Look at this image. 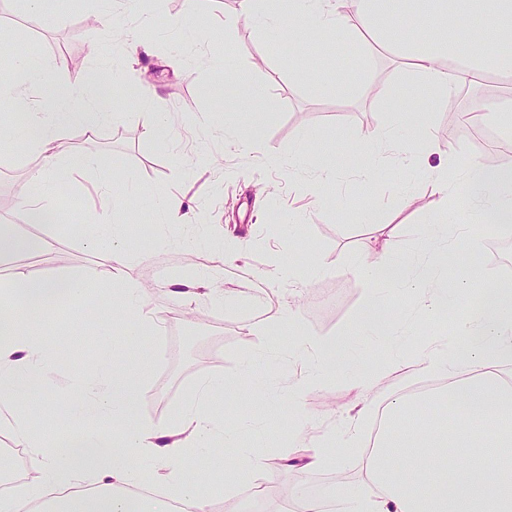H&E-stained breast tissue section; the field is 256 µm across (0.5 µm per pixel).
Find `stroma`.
Returning <instances> with one entry per match:
<instances>
[{"label": "stroma", "instance_id": "35a3bbf8", "mask_svg": "<svg viewBox=\"0 0 512 512\" xmlns=\"http://www.w3.org/2000/svg\"><path fill=\"white\" fill-rule=\"evenodd\" d=\"M95 6L96 0H62L58 9L33 17L26 0H0V69L16 57L34 55L63 80L72 74L68 59L75 57L81 71L106 73L121 88L132 79L148 81L157 92L155 111L167 114L174 131L166 139L151 135L143 110L115 100L112 122L66 136L60 149L70 166L54 201L67 203L68 210L52 226L21 223L10 205L32 192L29 174L40 160L15 132L7 134L8 148L0 152V222L21 236L51 241L48 254L24 263L33 276L71 271L85 288L81 301L61 306L58 320L42 325L48 336L65 334L76 342L39 392L30 426L50 435L62 421L77 430L62 395L105 344L84 319L104 307L108 255L87 248L74 228L100 211L101 186L108 180L113 196L129 210L130 248L147 254L129 271L145 296L142 314L163 320L161 335L131 341L117 331L110 340L136 361L158 348L165 353L138 388L140 419L169 418L200 377L224 374L234 386L213 400L217 426L242 410L250 418L243 437L259 438L263 453L325 440L329 452L344 455L345 462L319 470L283 468L251 483L240 479L231 458L212 455L204 479L217 487L236 485L233 496L213 501L212 512H250L257 489L267 496L265 512H281L289 495L314 489L343 507L346 495L363 484L359 461L391 400L417 396L427 413L443 420L455 415L435 396L443 376L419 370L422 345L428 337L450 335L448 323L420 314L411 296L397 291L385 297L391 328L376 337L362 330L372 284L357 268L369 262L376 245L369 215L399 225L402 255L429 253L433 245L421 221L438 198L436 169L450 160L461 168L481 161L512 167V136L498 124L472 126L467 120L472 101L505 95L512 74L491 75L451 94L427 123L403 122L398 110L422 101L424 93L386 48L377 49L365 67L362 45L346 35L313 36L306 43L308 61L298 67L287 43L269 28L239 18L238 0H198L191 23L184 0H153L150 22L129 8L125 40L105 35L94 50L85 31ZM218 57L266 86L263 111H250L243 92L225 91L214 63ZM236 121L258 123L272 164L225 145L224 126ZM386 126L394 128L408 159L364 177L368 138ZM429 134L442 151L422 152ZM301 142L311 157L335 158L333 184L318 183L301 161L287 162L290 148ZM87 157L96 159V167H84ZM165 194L183 197L190 223L159 222L151 198ZM188 236L194 241L189 249L182 244ZM477 236L475 251L486 260L470 271L473 291L505 286L512 277V237L489 226ZM229 241L237 254L232 263L224 260ZM280 262L314 263L320 271L297 285L278 276ZM197 276L223 291V299L183 293L184 282ZM288 307L298 310L302 331L347 340L329 377L307 390L301 412L289 389L310 361L302 331L265 335L257 329L270 313ZM250 355L259 361L248 368L244 360ZM389 360L393 369L374 380L377 364ZM257 384L265 385L267 398L252 397ZM349 426L356 439L345 445L336 434Z\"/></svg>", "mask_w": 512, "mask_h": 512}]
</instances>
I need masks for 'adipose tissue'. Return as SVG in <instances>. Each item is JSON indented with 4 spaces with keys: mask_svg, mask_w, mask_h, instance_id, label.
Segmentation results:
<instances>
[{
    "mask_svg": "<svg viewBox=\"0 0 512 512\" xmlns=\"http://www.w3.org/2000/svg\"><path fill=\"white\" fill-rule=\"evenodd\" d=\"M240 16L256 23L272 20L293 49L310 34L373 32L427 88L429 113L478 76L512 70V0H355L350 14L335 9L332 0H290L284 15L272 11L268 0H241ZM34 84L42 89L36 112L27 99V88ZM109 86L105 77L82 73L55 80L48 63L32 58L0 73V101L25 115L31 129L28 147L42 156L31 174L34 190L21 201L31 220L54 212L49 198L67 168L57 151L61 139L73 131L95 132L111 121ZM452 175L448 167L436 171L437 211L423 222L426 237L451 231L454 243L412 264L395 254L398 225L380 224L381 249L362 273L374 287H401L422 312L450 320L453 338L426 344L420 365L444 375V397L457 404L458 413L445 423L420 414L418 401H394L363 457L368 484L352 495L350 512H512V290L485 289L474 309L459 311L470 288L468 276L455 264L473 247L478 226L492 221L499 231L512 232V168L467 166L466 210L448 207ZM126 228L123 209L111 203L96 223L77 225L76 232L86 246L105 250L113 261L117 308L134 336L142 328L138 318L145 299L127 274L132 257ZM83 294L81 279L72 274L36 280L19 266L11 275L8 301L0 305V428L26 449L33 476L23 492L0 500V512H34L32 503L40 498L47 499L50 512H170L175 502L188 512H209L205 485L183 482L174 464L188 457L207 464L219 438L232 449L234 465L250 475L295 460L308 470L330 464L329 453L318 446L268 457L239 443L236 427L218 430L209 407L228 387L221 376L198 380L169 420H138L137 387L147 373L115 347L95 358L73 385L76 398L69 416L93 420V427L69 434L64 446L34 436L28 413L58 352L43 336L42 324L61 302ZM408 440L412 453L394 465L391 448ZM457 448L465 459L449 466ZM146 485L162 486L164 499L153 502L140 495Z\"/></svg>",
    "mask_w": 512,
    "mask_h": 512,
    "instance_id": "obj_1",
    "label": "adipose tissue"
}]
</instances>
